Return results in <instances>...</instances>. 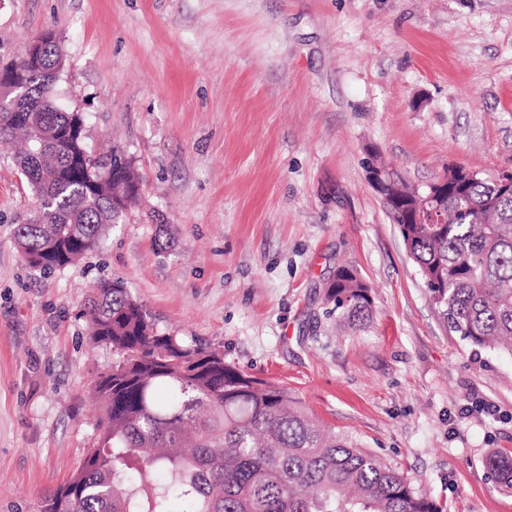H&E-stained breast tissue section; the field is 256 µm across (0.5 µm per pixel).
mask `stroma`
I'll return each mask as SVG.
<instances>
[{"label": "stroma", "mask_w": 512, "mask_h": 512, "mask_svg": "<svg viewBox=\"0 0 512 512\" xmlns=\"http://www.w3.org/2000/svg\"><path fill=\"white\" fill-rule=\"evenodd\" d=\"M48 28L59 103L141 181L98 249L44 275L15 246L37 200L0 145V512H38L95 441L112 350L83 310L104 279L445 512H512L485 465L512 456V353L444 325L366 171L420 192L512 171V0H0V60ZM341 266L373 290L364 328L327 313Z\"/></svg>", "instance_id": "obj_1"}]
</instances>
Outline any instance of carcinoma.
<instances>
[{
    "label": "carcinoma",
    "instance_id": "1",
    "mask_svg": "<svg viewBox=\"0 0 512 512\" xmlns=\"http://www.w3.org/2000/svg\"><path fill=\"white\" fill-rule=\"evenodd\" d=\"M63 57L47 45L44 70L20 80L0 106V140L21 137L14 162L38 206L14 231L24 261L44 274L99 248L137 201L133 177L95 158L83 123L52 89ZM508 174L448 182L445 224H398L444 323L469 342L512 354V188ZM339 322L370 318L371 289L348 268L326 289ZM90 336L112 348L95 382L96 443L39 512H444L376 455L325 429L288 388L254 378L213 349L157 329L123 281L87 299ZM486 465L512 489V457Z\"/></svg>",
    "mask_w": 512,
    "mask_h": 512
}]
</instances>
